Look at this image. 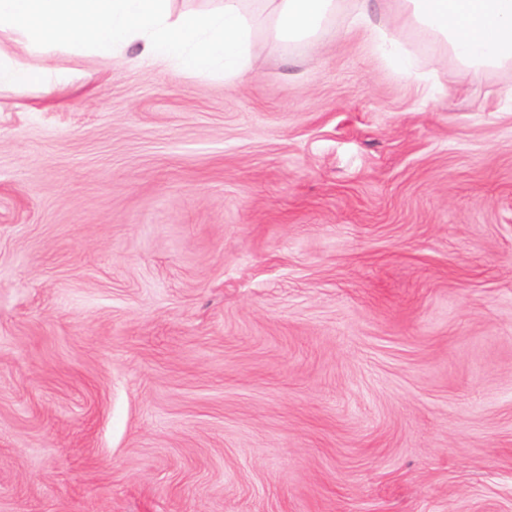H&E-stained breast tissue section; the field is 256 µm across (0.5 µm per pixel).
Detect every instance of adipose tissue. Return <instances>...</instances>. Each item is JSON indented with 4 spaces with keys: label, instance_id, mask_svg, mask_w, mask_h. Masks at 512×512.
I'll return each mask as SVG.
<instances>
[{
    "label": "adipose tissue",
    "instance_id": "adipose-tissue-1",
    "mask_svg": "<svg viewBox=\"0 0 512 512\" xmlns=\"http://www.w3.org/2000/svg\"><path fill=\"white\" fill-rule=\"evenodd\" d=\"M404 19L447 44L464 73L512 64V0H400ZM173 0H0V88L36 86L52 92L69 85L63 73L35 68L6 51L78 53L101 60L158 64L179 75L245 77L261 29L275 42L313 38L336 0H214L204 9L174 11ZM353 23L398 72L412 60L383 24L359 6Z\"/></svg>",
    "mask_w": 512,
    "mask_h": 512
}]
</instances>
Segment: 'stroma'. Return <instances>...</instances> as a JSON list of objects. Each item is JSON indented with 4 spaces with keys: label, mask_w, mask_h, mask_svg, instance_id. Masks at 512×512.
<instances>
[{
    "label": "stroma",
    "mask_w": 512,
    "mask_h": 512,
    "mask_svg": "<svg viewBox=\"0 0 512 512\" xmlns=\"http://www.w3.org/2000/svg\"><path fill=\"white\" fill-rule=\"evenodd\" d=\"M354 10L0 90V512H512V66ZM357 8L353 18V24L363 28L368 38L373 42L379 55L394 63L399 73H407L412 70V60L402 51L397 40L391 36L382 23H375L364 2Z\"/></svg>",
    "instance_id": "stroma-1"
}]
</instances>
